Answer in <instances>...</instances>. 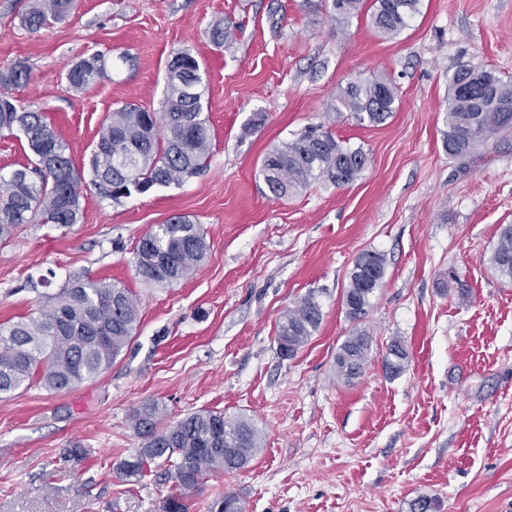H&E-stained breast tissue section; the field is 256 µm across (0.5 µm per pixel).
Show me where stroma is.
<instances>
[{
  "instance_id": "stroma-1",
  "label": "stroma",
  "mask_w": 512,
  "mask_h": 512,
  "mask_svg": "<svg viewBox=\"0 0 512 512\" xmlns=\"http://www.w3.org/2000/svg\"><path fill=\"white\" fill-rule=\"evenodd\" d=\"M29 2L0 0V71L29 68L14 95L46 113L81 174L109 112L159 111L184 50L208 85L212 152L200 174L118 203L83 184L78 224L0 241V323L34 316L72 272L128 288L140 316L97 378L0 398V512H155L175 488L166 467L138 482L114 472L139 448L131 417L149 402L170 421L206 408L263 431L249 468L207 477L190 512L227 492L245 512H413L422 496L430 512H512V280L490 264L512 224V133L462 164L442 146L460 65L512 78V0H421L391 39L365 13L332 20L328 0H77L36 32L21 21ZM219 18L238 26L220 48L207 35ZM97 50L111 80L69 89L68 66ZM375 75L395 85L396 111L377 125L335 115L341 89ZM319 125L362 148L366 169L273 198L263 157ZM177 215L201 225L209 254L187 280L146 284L133 249ZM366 251L384 254L385 275L357 324L372 337L368 366L348 384L335 358L357 325L342 293ZM451 267L460 284L446 283ZM311 292L322 322L281 358L278 319ZM395 339L408 360L393 376ZM77 445L84 456L64 459ZM408 360V352L399 340H394L388 347L384 359L385 370L391 375H398Z\"/></svg>"
}]
</instances>
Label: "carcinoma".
<instances>
[{"label":"carcinoma","mask_w":512,"mask_h":512,"mask_svg":"<svg viewBox=\"0 0 512 512\" xmlns=\"http://www.w3.org/2000/svg\"><path fill=\"white\" fill-rule=\"evenodd\" d=\"M421 0H373L370 19L386 36L399 34L420 11ZM364 0H332L333 19L358 14ZM75 0H32L22 18L37 31L49 21L66 18ZM235 27L216 21L210 41L217 47L234 39ZM20 65L0 72V136L22 133L32 152L31 165L0 174V239L24 224L66 227L81 218V173L68 154L67 143L39 108L24 107L7 89L27 82ZM66 79L79 91L112 79L107 53L95 51L71 64ZM208 86L200 63L188 51L168 62L162 111L126 104L110 112L98 131L90 158L91 183L103 199L119 201L156 186L179 184L199 173L210 156L212 137L204 115ZM337 113L349 112L358 122L381 123L396 110L397 94L384 77L350 82L338 97ZM447 130L443 149L462 160L504 132L512 131V80L492 70L461 65L448 88ZM367 154L350 148L329 130L312 129L282 142L264 156L261 175L276 199L287 198L310 184L336 186L354 182L366 168ZM209 244L200 225L173 217L141 237L132 264L147 283L172 285L193 275L206 259ZM493 268L512 279V224L500 228L490 258ZM383 254L369 251L354 262L343 292L347 316L359 321L371 307L370 298L385 274ZM322 321V308L309 293L279 318L275 341L280 355L291 358L303 348ZM139 322L130 292L110 281L74 272L59 292L44 296L38 315L25 321L0 323V395L34 384L48 391L71 389L107 370L129 346ZM371 336L354 329L336 353V373L346 383L358 378L369 361ZM408 352L399 340L388 347L385 370L399 374ZM133 427L140 448L122 459L116 475L138 482L162 460L174 471L176 491L166 495L159 512H189L188 500L208 475L247 468L263 448V432L243 415L200 409L173 423L163 422L157 404L135 411ZM214 512H244L239 497L226 493L212 505Z\"/></svg>","instance_id":"1"}]
</instances>
